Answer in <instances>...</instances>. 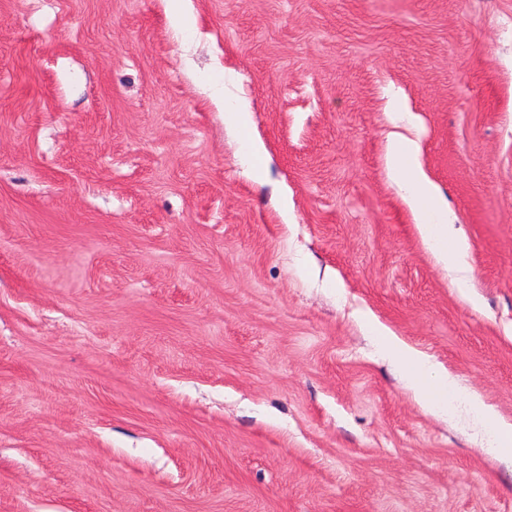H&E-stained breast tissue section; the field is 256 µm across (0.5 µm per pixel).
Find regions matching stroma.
Wrapping results in <instances>:
<instances>
[{
    "mask_svg": "<svg viewBox=\"0 0 512 512\" xmlns=\"http://www.w3.org/2000/svg\"><path fill=\"white\" fill-rule=\"evenodd\" d=\"M187 6L0 0V512H512L365 331L512 419V0ZM388 161L393 174L407 187L422 240L449 271L464 272L467 247L450 234L448 210L438 201L434 186L421 177L413 147L407 143L393 145Z\"/></svg>",
    "mask_w": 512,
    "mask_h": 512,
    "instance_id": "obj_1",
    "label": "stroma"
}]
</instances>
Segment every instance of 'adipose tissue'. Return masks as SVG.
Returning <instances> with one entry per match:
<instances>
[{
    "instance_id": "obj_1",
    "label": "adipose tissue",
    "mask_w": 512,
    "mask_h": 512,
    "mask_svg": "<svg viewBox=\"0 0 512 512\" xmlns=\"http://www.w3.org/2000/svg\"><path fill=\"white\" fill-rule=\"evenodd\" d=\"M388 161L393 174L407 187L422 240L448 270L465 271L467 247L451 235L448 211L440 204L434 186L421 177L413 147L406 143L393 145ZM372 333L403 372L425 409L444 416L452 402H463L480 427L492 437L495 450L501 456L512 457V421L502 418L480 394L461 386L450 371L435 369L429 360L406 347L397 336L377 326Z\"/></svg>"
}]
</instances>
